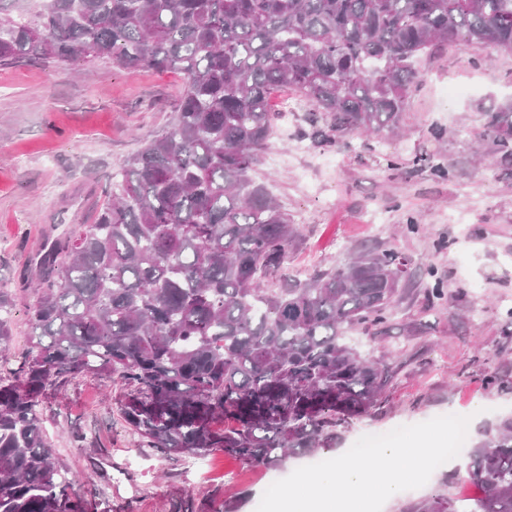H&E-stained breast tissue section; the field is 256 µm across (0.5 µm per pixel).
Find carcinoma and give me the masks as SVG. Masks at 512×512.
Listing matches in <instances>:
<instances>
[{"label":"carcinoma","instance_id":"1","mask_svg":"<svg viewBox=\"0 0 512 512\" xmlns=\"http://www.w3.org/2000/svg\"><path fill=\"white\" fill-rule=\"evenodd\" d=\"M454 42L512 53V0H42L0 15V65L93 58L185 79L112 203L23 272L35 300L29 345L0 372V512H86L42 428L41 397L63 375L116 377L121 417L148 448L220 449L267 471L383 408L392 364L345 333L391 319L407 259L364 249L269 287L299 232L252 173L275 134L274 92L311 107L316 147L378 137L399 128L415 59ZM484 116L490 153L512 162V104ZM415 162L451 177L432 155ZM422 277L430 301L446 299L433 268ZM462 480L482 495L405 512H512V418L484 430Z\"/></svg>","mask_w":512,"mask_h":512}]
</instances>
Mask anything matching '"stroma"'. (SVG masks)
<instances>
[{
	"label": "stroma",
	"instance_id": "stroma-1",
	"mask_svg": "<svg viewBox=\"0 0 512 512\" xmlns=\"http://www.w3.org/2000/svg\"><path fill=\"white\" fill-rule=\"evenodd\" d=\"M418 68L423 78L400 134H351L329 149L305 145V110L283 111L294 95L277 94L272 110L283 118L256 167L299 231L286 274L308 279L366 247L396 250L411 269L384 328L347 335L362 354L394 362L387 401L322 451L326 460L363 434L448 414L470 417L473 444L484 427L512 415V390L483 382L488 372L512 381V166L474 157L485 110L512 102V54L455 43L423 56ZM183 87L179 72L104 60L0 66V289L15 295L11 355L24 351L30 334L25 306L33 294L20 290L19 274L48 237L93 223L112 198L113 176L168 125ZM422 154L447 165L451 179L417 168ZM391 160L396 168H388ZM411 218L414 233L406 228ZM429 265L448 292L436 305L420 277ZM119 392L102 375L67 380L42 396V426L67 473L65 491L81 496L88 512H212L213 494L243 491L249 498L240 512H255L268 481L313 462L296 457L269 473L221 451L177 459L139 447L112 403ZM443 478L436 471L423 487L387 500L383 512L435 494H480Z\"/></svg>",
	"mask_w": 512,
	"mask_h": 512
}]
</instances>
